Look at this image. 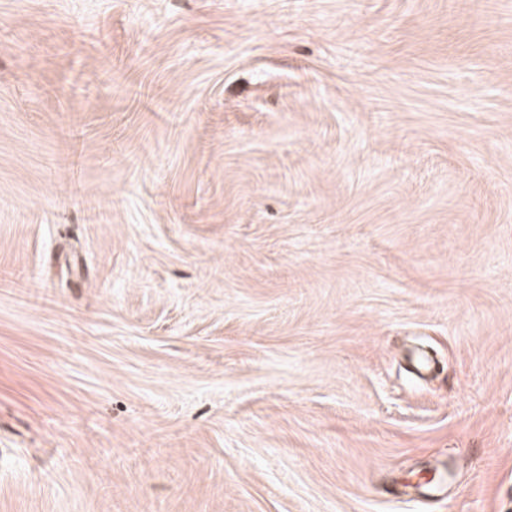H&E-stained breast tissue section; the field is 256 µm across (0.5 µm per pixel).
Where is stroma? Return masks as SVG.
Wrapping results in <instances>:
<instances>
[{"instance_id": "1", "label": "stroma", "mask_w": 512, "mask_h": 512, "mask_svg": "<svg viewBox=\"0 0 512 512\" xmlns=\"http://www.w3.org/2000/svg\"><path fill=\"white\" fill-rule=\"evenodd\" d=\"M0 512H512V0H0Z\"/></svg>"}]
</instances>
